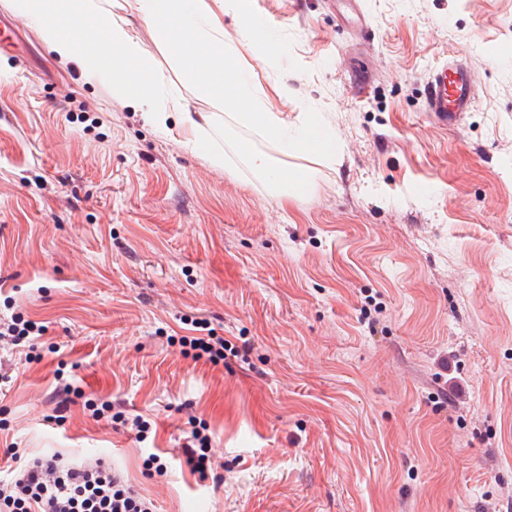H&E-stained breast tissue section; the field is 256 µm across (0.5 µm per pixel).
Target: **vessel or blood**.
Returning <instances> with one entry per match:
<instances>
[{"label": "vessel or blood", "mask_w": 512, "mask_h": 512, "mask_svg": "<svg viewBox=\"0 0 512 512\" xmlns=\"http://www.w3.org/2000/svg\"><path fill=\"white\" fill-rule=\"evenodd\" d=\"M474 76L464 65H442L428 80L426 109L439 121L455 124L475 106Z\"/></svg>", "instance_id": "vessel-or-blood-1"}]
</instances>
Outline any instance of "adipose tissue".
<instances>
[{
	"mask_svg": "<svg viewBox=\"0 0 512 512\" xmlns=\"http://www.w3.org/2000/svg\"><path fill=\"white\" fill-rule=\"evenodd\" d=\"M15 11L37 23L45 44L59 57L77 60L96 79L111 84L118 96L146 105L157 125L169 113L180 122L193 149L216 165L224 154L206 128L210 117L184 108L168 91V83L145 50L129 21L113 11L110 0H13Z\"/></svg>",
	"mask_w": 512,
	"mask_h": 512,
	"instance_id": "ef3b65f1",
	"label": "adipose tissue"
}]
</instances>
